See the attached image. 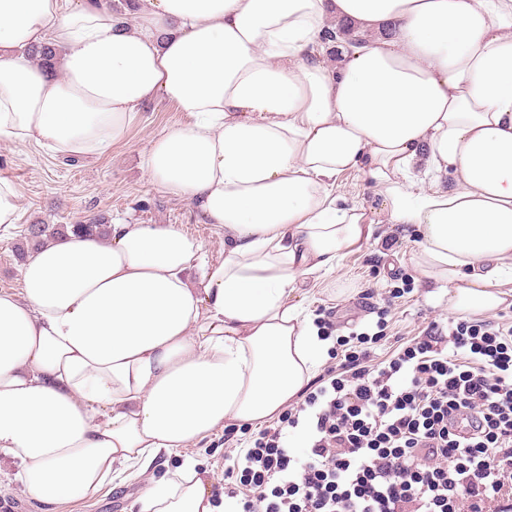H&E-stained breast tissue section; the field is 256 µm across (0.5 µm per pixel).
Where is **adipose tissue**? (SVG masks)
Instances as JSON below:
<instances>
[{
    "mask_svg": "<svg viewBox=\"0 0 512 512\" xmlns=\"http://www.w3.org/2000/svg\"><path fill=\"white\" fill-rule=\"evenodd\" d=\"M0 0V140L95 159L142 104L191 118L144 157L151 181L224 230L205 260L175 224L114 221L31 254L0 292V455L27 496L97 499L226 426L279 416L331 340L294 297L375 233L336 195L362 172L448 307L512 297V0ZM347 23L329 68L325 36ZM57 48L53 65L31 47ZM453 187H442L445 174ZM200 268L198 281L188 273ZM137 512H224L195 464Z\"/></svg>",
    "mask_w": 512,
    "mask_h": 512,
    "instance_id": "adipose-tissue-1",
    "label": "adipose tissue"
}]
</instances>
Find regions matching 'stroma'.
<instances>
[{
    "instance_id": "1",
    "label": "stroma",
    "mask_w": 512,
    "mask_h": 512,
    "mask_svg": "<svg viewBox=\"0 0 512 512\" xmlns=\"http://www.w3.org/2000/svg\"><path fill=\"white\" fill-rule=\"evenodd\" d=\"M187 121L172 104L147 103L127 140L99 159L75 160L33 144L0 140V175L16 184L21 207L18 224L0 230V290L17 293L22 288V260L16 248L31 224H74L95 216L132 224H178L201 243L206 259L223 256V229L201 223L188 202L155 187L142 165L154 137ZM336 192L364 208L370 218H378L382 197L360 172L342 175ZM377 233L378 240L346 254L336 272L302 284L298 296L313 320L330 317L339 337L354 331L375 332V307L381 306L390 290L410 284V293L396 299L391 308L387 343L376 350L377 358L383 360L397 344L422 335L431 323L446 324L450 312L447 294L428 283L413 262L419 233L389 224L379 225ZM252 433L249 427L217 430L180 449L157 470L162 473L167 466L192 461L212 474L216 491H223L226 455L230 449L247 447ZM15 471L10 461L0 459V512H40L15 480ZM144 488V481L132 480L96 500L60 505L59 512H136L135 503Z\"/></svg>"
}]
</instances>
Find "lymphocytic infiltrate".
I'll return each instance as SVG.
<instances>
[{"label": "lymphocytic infiltrate", "instance_id": "1", "mask_svg": "<svg viewBox=\"0 0 512 512\" xmlns=\"http://www.w3.org/2000/svg\"><path fill=\"white\" fill-rule=\"evenodd\" d=\"M376 314L238 449L226 512H512V325L453 318L379 360L389 306Z\"/></svg>", "mask_w": 512, "mask_h": 512}]
</instances>
